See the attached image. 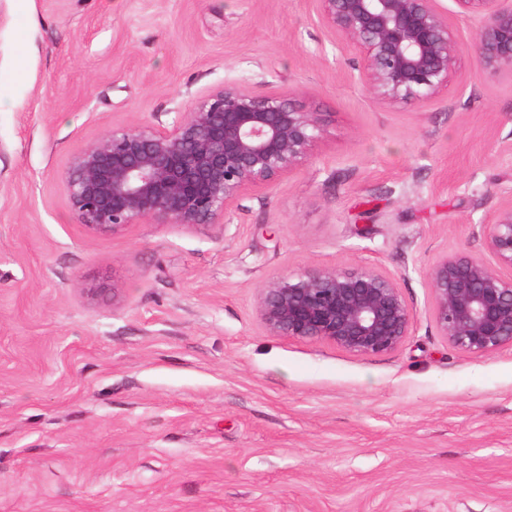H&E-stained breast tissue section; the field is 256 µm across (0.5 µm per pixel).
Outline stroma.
Wrapping results in <instances>:
<instances>
[{"label":"stroma","mask_w":512,"mask_h":512,"mask_svg":"<svg viewBox=\"0 0 512 512\" xmlns=\"http://www.w3.org/2000/svg\"><path fill=\"white\" fill-rule=\"evenodd\" d=\"M436 5L459 52L419 106L369 92L315 0H0V512H512V346L453 348L425 284L490 255L512 74L480 79V19ZM227 81L325 115L300 170L221 225L77 222V152ZM357 265L413 310L399 350L265 331L272 277Z\"/></svg>","instance_id":"stroma-1"}]
</instances>
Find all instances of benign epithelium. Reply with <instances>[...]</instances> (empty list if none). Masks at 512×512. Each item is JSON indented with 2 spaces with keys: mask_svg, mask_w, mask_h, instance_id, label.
Wrapping results in <instances>:
<instances>
[{
  "mask_svg": "<svg viewBox=\"0 0 512 512\" xmlns=\"http://www.w3.org/2000/svg\"><path fill=\"white\" fill-rule=\"evenodd\" d=\"M325 22L363 56V81L379 99L422 105L448 88L458 44L432 0H316ZM478 14L480 75L512 74V4L453 0ZM323 118L286 93L257 96L236 82L201 97L172 122L117 128L72 159L65 191L78 223L100 235L133 224H221L249 190L303 166ZM495 263L466 252L426 272L438 332L482 356L512 345V201L489 223ZM258 314L273 336L332 344L355 356L398 350L413 315L394 277L370 266H312L261 289Z\"/></svg>",
  "mask_w": 512,
  "mask_h": 512,
  "instance_id": "1",
  "label": "benign epithelium"
}]
</instances>
